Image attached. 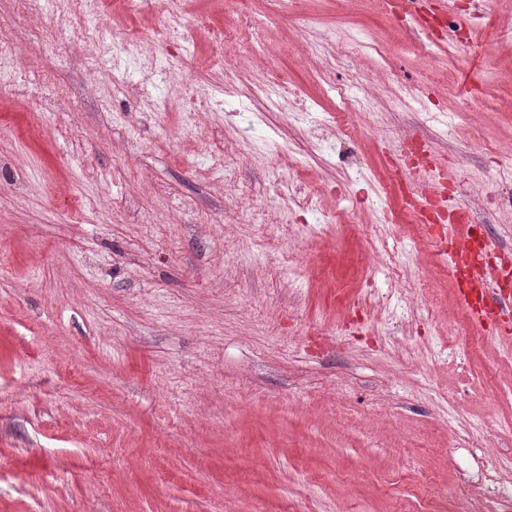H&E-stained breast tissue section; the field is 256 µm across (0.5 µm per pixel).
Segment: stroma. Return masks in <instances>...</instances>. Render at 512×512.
Wrapping results in <instances>:
<instances>
[{
  "mask_svg": "<svg viewBox=\"0 0 512 512\" xmlns=\"http://www.w3.org/2000/svg\"><path fill=\"white\" fill-rule=\"evenodd\" d=\"M0 34V512H512V304L467 315L405 203L441 168L512 265V0H0ZM274 72L266 146L224 101Z\"/></svg>",
  "mask_w": 512,
  "mask_h": 512,
  "instance_id": "1",
  "label": "stroma"
}]
</instances>
